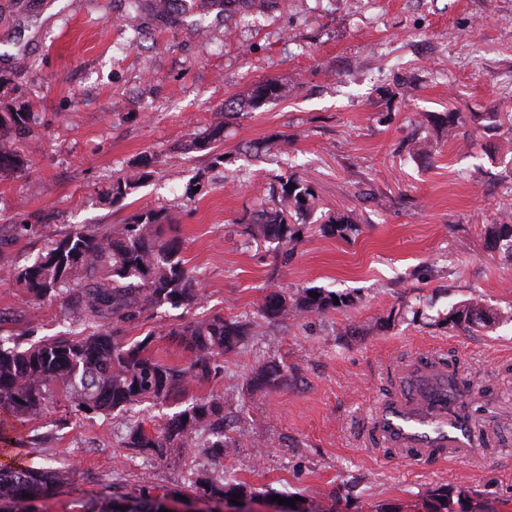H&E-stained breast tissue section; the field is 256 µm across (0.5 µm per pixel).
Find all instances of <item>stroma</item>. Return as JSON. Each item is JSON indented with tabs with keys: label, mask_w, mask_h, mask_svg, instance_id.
Returning a JSON list of instances; mask_svg holds the SVG:
<instances>
[{
	"label": "stroma",
	"mask_w": 512,
	"mask_h": 512,
	"mask_svg": "<svg viewBox=\"0 0 512 512\" xmlns=\"http://www.w3.org/2000/svg\"><path fill=\"white\" fill-rule=\"evenodd\" d=\"M198 3L201 32L128 0H0V104L31 116L13 136L27 168L0 171V336L30 344L72 332L64 296L34 300L4 275L45 254L50 237L172 214L203 298L149 311L124 335L156 333L157 356L178 364L177 324L220 313L248 326L219 374L188 390L223 395L232 447L216 459L144 456L127 448L129 426L155 434L181 402L80 416L57 397L16 426L0 468L69 471L35 512L143 494L174 512H237L197 499L198 477L241 485L252 512H288L290 499L297 512H441L461 491L464 512H512V258L484 234L495 216L512 217V158L500 150L512 130L441 142L426 120L512 108V0H274L231 17ZM267 79L286 96L223 116L226 99ZM218 122L222 139L193 148ZM416 138L437 141L430 159L409 155ZM134 172L140 186L113 199V180ZM291 176L316 203L278 259L243 219ZM336 211L353 214L357 232H322ZM18 224L45 232L19 237ZM309 288L342 302L285 321L259 315L270 292ZM466 302L494 309L489 328L449 323ZM422 355L456 360L486 393L490 447L471 460L412 467L361 444L400 366ZM268 365L280 378L255 391Z\"/></svg>",
	"instance_id": "35a3bbf8"
}]
</instances>
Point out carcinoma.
I'll return each mask as SVG.
<instances>
[{"instance_id": "carcinoma-1", "label": "carcinoma", "mask_w": 512, "mask_h": 512, "mask_svg": "<svg viewBox=\"0 0 512 512\" xmlns=\"http://www.w3.org/2000/svg\"><path fill=\"white\" fill-rule=\"evenodd\" d=\"M151 10L158 16L199 27L198 20L186 21L189 8L185 0H153ZM286 94L276 80L254 84L241 100L231 98L224 109H257ZM28 113L9 110L0 113V128L21 131ZM436 127L448 133V139L466 136L461 112H448L432 119ZM0 168L23 169L25 159L8 139H0ZM145 178V174L127 175L112 182V198L122 199ZM281 197L295 215L308 214L315 202L310 185L295 177L281 182ZM322 229L342 238L358 230L354 217L334 212ZM177 225L172 217L149 211L129 224L104 232L82 227L54 239L46 254L34 262L10 269L7 276L37 299L59 293L69 296V306L78 316L79 326L69 336L47 339L27 347L19 341L8 346L0 339V410L23 424L42 413L52 390L59 391L72 412L109 416L146 401L185 398L188 387L205 382L220 370L219 358L233 351L247 335V327L224 319L216 313L206 319L190 321L170 330L181 337L188 352L186 361L172 365L149 353L155 333L128 342L123 328L163 305L192 307L201 301L197 280L178 257L180 243L173 233ZM246 233L253 240L286 245L301 240L300 223L288 222L279 206L264 207L246 219ZM492 248L512 255V219L505 216L485 225ZM317 296H312V293ZM336 307L333 294L320 289L306 290L296 298L273 292L260 307L261 316L276 320L302 314L321 313ZM492 320L490 310L478 303L457 308L448 321L468 330L486 327ZM93 332H87V329ZM201 432L206 440L196 443L214 455L224 454L230 442L224 439V397L216 394L192 399L186 407L171 415L156 431L145 433L141 426L128 428L127 447L155 458H163L173 448H188L192 435ZM59 471L16 467L0 469V506L7 512H26L24 504L40 498L66 483ZM196 490L209 496L231 498L242 491L237 485L216 484L207 479L193 481ZM163 499L142 497L108 498L97 512H161Z\"/></svg>"}]
</instances>
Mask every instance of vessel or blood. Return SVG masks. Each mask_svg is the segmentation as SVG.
Instances as JSON below:
<instances>
[{"label":"vessel or blood","mask_w":512,"mask_h":512,"mask_svg":"<svg viewBox=\"0 0 512 512\" xmlns=\"http://www.w3.org/2000/svg\"><path fill=\"white\" fill-rule=\"evenodd\" d=\"M369 442L415 465L473 457L477 443L466 429L448 427V369L443 361H414L406 381L370 419Z\"/></svg>","instance_id":"b4317fda"}]
</instances>
